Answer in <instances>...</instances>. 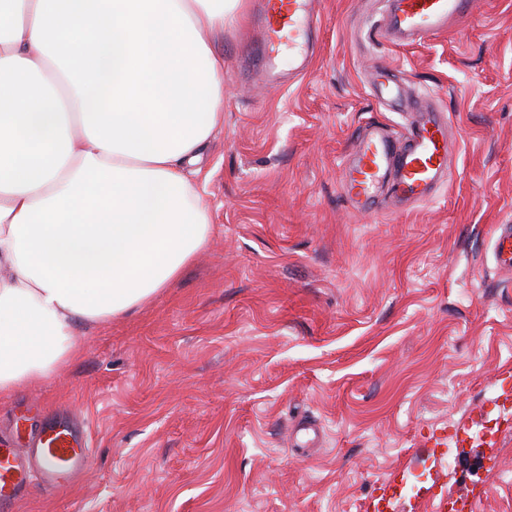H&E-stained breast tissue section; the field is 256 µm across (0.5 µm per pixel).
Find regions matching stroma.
Returning <instances> with one entry per match:
<instances>
[{
  "label": "stroma",
  "instance_id": "1",
  "mask_svg": "<svg viewBox=\"0 0 512 512\" xmlns=\"http://www.w3.org/2000/svg\"><path fill=\"white\" fill-rule=\"evenodd\" d=\"M320 30L292 83L255 74L256 0L214 50L224 124L201 186L211 232L162 292L77 331V352L0 399V440L78 421L91 464L14 512H427L431 496L512 512V0H476L448 31L384 35V0H312ZM448 116L449 181L402 211L341 190L356 139L403 132L375 81ZM484 423L449 441L474 412ZM315 422L319 443L293 437ZM497 429L494 447L482 438ZM491 242V258L495 268L512 272V225L498 224Z\"/></svg>",
  "mask_w": 512,
  "mask_h": 512
}]
</instances>
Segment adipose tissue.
<instances>
[{
    "label": "adipose tissue",
    "mask_w": 512,
    "mask_h": 512,
    "mask_svg": "<svg viewBox=\"0 0 512 512\" xmlns=\"http://www.w3.org/2000/svg\"><path fill=\"white\" fill-rule=\"evenodd\" d=\"M240 0H0V398L204 247Z\"/></svg>",
    "instance_id": "1"
}]
</instances>
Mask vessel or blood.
Wrapping results in <instances>:
<instances>
[{"label":"vessel or blood","instance_id":"vessel-or-blood-1","mask_svg":"<svg viewBox=\"0 0 512 512\" xmlns=\"http://www.w3.org/2000/svg\"><path fill=\"white\" fill-rule=\"evenodd\" d=\"M386 30L392 42L409 44L467 18L474 0H387ZM264 53L279 46L297 47L316 31L317 19L306 0H259ZM448 120L443 111L416 105L403 141L381 129L359 137L342 177V190L353 204L370 209L380 185H387L399 205L426 201L448 183ZM491 258L495 268L512 272V225L493 231ZM89 449L73 425L43 428L29 448H0V512H12L33 483L57 489L83 470Z\"/></svg>","mask_w":512,"mask_h":512}]
</instances>
